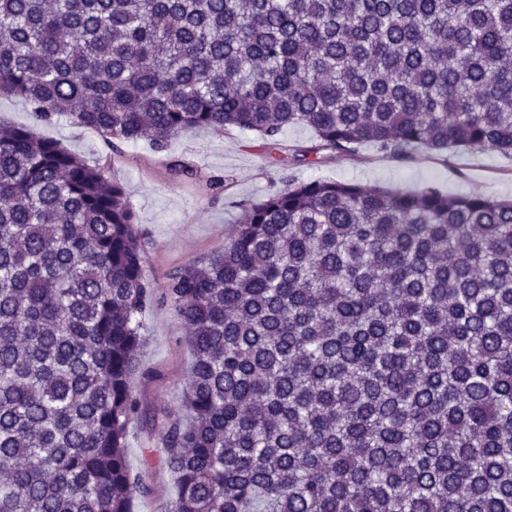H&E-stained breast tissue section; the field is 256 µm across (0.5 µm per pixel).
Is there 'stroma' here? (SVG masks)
<instances>
[{
    "instance_id": "35a3bbf8",
    "label": "stroma",
    "mask_w": 512,
    "mask_h": 512,
    "mask_svg": "<svg viewBox=\"0 0 512 512\" xmlns=\"http://www.w3.org/2000/svg\"><path fill=\"white\" fill-rule=\"evenodd\" d=\"M0 123L25 126L60 142L123 185L145 242L146 273L158 294L175 268L223 250L247 204L287 188L292 179H333L393 191L436 185L454 195L512 199V159L490 151L443 155L420 148L412 158L399 160L364 145L356 156L329 158L313 167L293 159L295 149L315 143L312 131L298 126L284 132L282 148L272 156L258 134L236 128L184 132L163 153L144 142L117 153L94 131L62 121L37 122L23 100L4 95ZM174 160L192 165L195 179H172L168 164ZM217 177L223 181L218 188L212 184ZM146 325L131 388L144 408L163 411L176 406L183 388L190 362L187 330L163 302L148 313ZM149 440L143 422L131 425L130 462L153 489L152 499L139 504L137 512H164L174 495L173 483L160 459L144 461L142 450Z\"/></svg>"
}]
</instances>
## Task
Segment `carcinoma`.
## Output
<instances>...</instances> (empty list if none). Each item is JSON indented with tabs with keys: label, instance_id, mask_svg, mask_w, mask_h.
<instances>
[{
	"label": "carcinoma",
	"instance_id": "1",
	"mask_svg": "<svg viewBox=\"0 0 512 512\" xmlns=\"http://www.w3.org/2000/svg\"><path fill=\"white\" fill-rule=\"evenodd\" d=\"M158 153L239 128L296 160L512 157V0H0V95ZM166 512H512V201L315 179L176 270ZM156 303L123 186L0 126V512H135ZM146 325L131 388L144 408L164 411L176 406L183 388L190 362L187 330L171 307L160 301L146 316Z\"/></svg>",
	"mask_w": 512,
	"mask_h": 512
}]
</instances>
